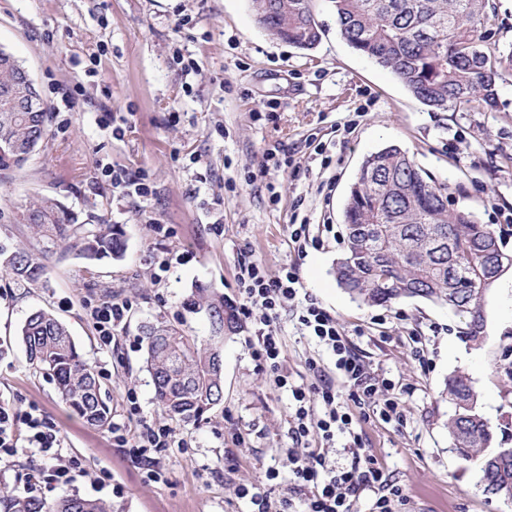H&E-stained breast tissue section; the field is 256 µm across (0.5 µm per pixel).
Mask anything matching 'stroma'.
Here are the masks:
<instances>
[{"mask_svg":"<svg viewBox=\"0 0 512 512\" xmlns=\"http://www.w3.org/2000/svg\"><path fill=\"white\" fill-rule=\"evenodd\" d=\"M315 14L321 41L304 51L266 32L250 0H0V48L30 72L51 108L48 139L23 169L0 170V254L21 245L39 252L22 214L41 196L57 198L79 221L99 216L118 225L126 239L122 259L92 267L77 251L53 254L43 287L0 273V401L38 405L60 426L69 453L111 476L105 484L78 479L50 497L76 492L117 512H252L250 494L282 497L288 394L254 361L249 321L224 339L223 402L201 422L178 424L188 445L170 449L167 480L157 484L146 483L108 428L87 425L59 400L54 383L29 365L19 336L31 312L52 311L100 370L113 414L123 413L132 388L144 421L155 422L164 414L144 363L143 325L162 320L209 336L206 316L186 302L208 288L240 306L238 259L246 251L273 276L298 267L307 294L335 316L368 368L395 387L413 386L402 424L374 416L357 424L367 451L402 490L400 512H512L452 450L453 408L441 395L448 375L469 377L496 446L512 447V270L492 290L478 347L461 341L460 319L448 307L418 298L367 306L335 277L350 185L364 158L387 145L445 184L449 207L482 224L512 212V76L501 82L495 109L436 114L349 47L327 0H315ZM75 82L74 108L54 111L56 88ZM111 115L124 117L121 132L106 126ZM274 146L294 168L261 170ZM105 165L144 172L150 193L112 188ZM303 219L332 225L333 235L301 255L288 226ZM156 224L173 237H156ZM218 224L223 233H215ZM172 250L190 257L156 280L157 256ZM124 298L132 308L114 358L99 349L88 308ZM276 328L284 368L305 375L318 347L302 335L294 307L281 311ZM116 484L122 494L113 493Z\"/></svg>","mask_w":512,"mask_h":512,"instance_id":"obj_1","label":"stroma"}]
</instances>
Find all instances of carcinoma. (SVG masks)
Returning a JSON list of instances; mask_svg holds the SVG:
<instances>
[{"mask_svg":"<svg viewBox=\"0 0 512 512\" xmlns=\"http://www.w3.org/2000/svg\"><path fill=\"white\" fill-rule=\"evenodd\" d=\"M341 38L390 70L432 112H485L498 103L503 76L512 74V47L489 43L488 0H327ZM257 21L288 44L311 50L321 40L314 0H251ZM17 70L0 64V94L15 90ZM48 109L15 112L0 105V169L21 168L23 154L48 137ZM47 251L77 249L94 264L123 257L126 240L98 218L79 224L56 199L42 197L23 214ZM346 251L336 281L352 299L388 305L406 298L446 304L462 324L459 338L478 347L485 340L493 260L506 254L491 224L465 210L448 209L445 187L423 174L409 154L389 145L363 160L345 211ZM14 280L44 283L46 266L21 247L0 263ZM189 306L203 311L211 336L200 340L163 321L143 327L145 363L155 399L173 420L196 422L221 403L212 353L223 351L224 333L240 325L224 296L198 288ZM28 362L57 386L61 401L88 424L104 428L111 409L91 365L67 327L45 310L20 329ZM444 393L454 405L448 419L452 450L479 466L484 491L512 502V448L490 449L493 433L478 411L468 378L452 374ZM8 512H115L112 504L77 493L48 499L12 494L0 483Z\"/></svg>","mask_w":512,"mask_h":512,"instance_id":"obj_1","label":"carcinoma"}]
</instances>
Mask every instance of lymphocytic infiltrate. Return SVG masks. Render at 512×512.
Segmentation results:
<instances>
[{"label":"lymphocytic infiltrate","mask_w":512,"mask_h":512,"mask_svg":"<svg viewBox=\"0 0 512 512\" xmlns=\"http://www.w3.org/2000/svg\"><path fill=\"white\" fill-rule=\"evenodd\" d=\"M237 282L243 297L239 312L254 327L249 342L252 356L291 399L289 494L276 502L252 494L256 512H352L354 501L366 490L377 494L372 512H395L393 503L400 490L387 484L380 463L365 452L355 416L341 398L350 395L359 408L371 410L383 421L399 423L404 418L401 397H381L378 381L357 355L349 336L329 311L312 300L302 305L298 324L304 335L331 354L333 365L328 368L321 360L308 359V380L294 379L283 369L284 343L274 324L284 304L296 299L303 288L296 267L271 277L258 261L246 257L239 262ZM131 308L126 299L90 307L89 316L103 350H111L119 342ZM111 434L117 446L143 469L147 481L164 482L161 460L175 445V427L146 424L135 432L128 421L120 420L112 423ZM340 437L352 460L339 470L330 464L325 449ZM34 455L40 456L43 464L28 475L25 495H44L88 474L83 459L68 453L60 427L38 406L20 409L1 402L0 461Z\"/></svg>","instance_id":"obj_1"}]
</instances>
